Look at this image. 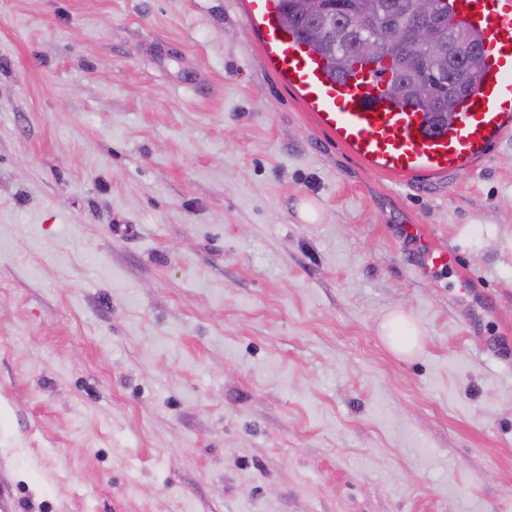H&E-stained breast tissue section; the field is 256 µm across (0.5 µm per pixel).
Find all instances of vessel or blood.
Listing matches in <instances>:
<instances>
[{"label": "vessel or blood", "mask_w": 512, "mask_h": 512, "mask_svg": "<svg viewBox=\"0 0 512 512\" xmlns=\"http://www.w3.org/2000/svg\"><path fill=\"white\" fill-rule=\"evenodd\" d=\"M457 27L475 33L485 62L447 127L388 96L368 64L337 78L326 60L282 21L278 0H246L243 17L278 77L321 129L370 170L401 181L440 179L479 166L512 134V0H448Z\"/></svg>", "instance_id": "1"}]
</instances>
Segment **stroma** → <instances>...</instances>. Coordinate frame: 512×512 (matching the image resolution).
<instances>
[{
	"mask_svg": "<svg viewBox=\"0 0 512 512\" xmlns=\"http://www.w3.org/2000/svg\"><path fill=\"white\" fill-rule=\"evenodd\" d=\"M239 2L0 0L16 512H512V136L372 173ZM399 331L405 336L397 339ZM382 332L392 348L402 355H410L419 345L420 329L402 312L390 313L382 324Z\"/></svg>",
	"mask_w": 512,
	"mask_h": 512,
	"instance_id": "1",
	"label": "stroma"
}]
</instances>
